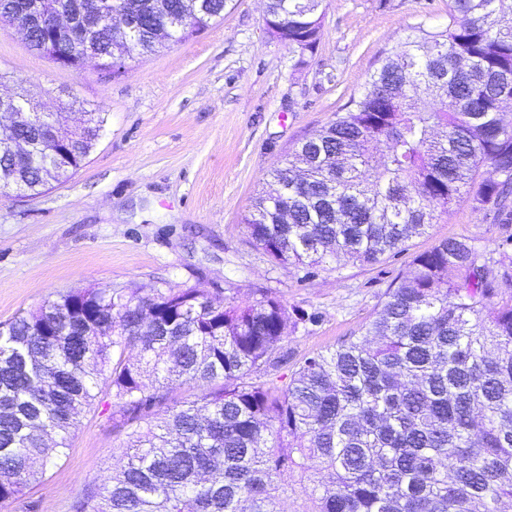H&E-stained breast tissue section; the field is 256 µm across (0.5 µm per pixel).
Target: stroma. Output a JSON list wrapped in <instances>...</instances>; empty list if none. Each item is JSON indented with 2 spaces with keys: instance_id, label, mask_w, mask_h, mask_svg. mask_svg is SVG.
Segmentation results:
<instances>
[{
  "instance_id": "1",
  "label": "stroma",
  "mask_w": 512,
  "mask_h": 512,
  "mask_svg": "<svg viewBox=\"0 0 512 512\" xmlns=\"http://www.w3.org/2000/svg\"><path fill=\"white\" fill-rule=\"evenodd\" d=\"M322 36L303 53L272 36L262 0H228L224 18L113 71H74L0 28V86L69 103L73 120L97 108L107 123L84 164L35 196H0V323L57 294L90 287L206 288L245 303L268 292L319 311L289 331L292 365L371 320L413 257L466 235L493 249L499 227L459 199L428 233L374 264L305 277L270 260L242 222L285 155L327 125L386 52L448 23V0H324ZM108 397L79 416L71 445L0 512H73L128 447Z\"/></svg>"
}]
</instances>
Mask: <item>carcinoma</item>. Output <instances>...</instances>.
Here are the masks:
<instances>
[{
	"mask_svg": "<svg viewBox=\"0 0 512 512\" xmlns=\"http://www.w3.org/2000/svg\"><path fill=\"white\" fill-rule=\"evenodd\" d=\"M323 0H270L283 42L314 52ZM22 0H0V25ZM226 0H112L125 27L88 28L100 65L153 54L224 18ZM30 48L54 38L38 21ZM512 0H449L448 25L379 60L363 90L303 139L243 217L255 246L313 277L374 263L462 196L500 227L414 257L376 316L290 373L287 323L320 312L275 296L217 304L203 288L60 293L0 325V506L69 447L107 389L131 444L76 512H280L289 479L321 471L297 512H505L512 503ZM104 125L92 109L57 154L42 121L0 158V183L38 195L77 171ZM135 349L131 357L127 351ZM260 374L262 379L254 376ZM202 390L170 405L174 385Z\"/></svg>",
	"mask_w": 512,
	"mask_h": 512,
	"instance_id": "1",
	"label": "carcinoma"
}]
</instances>
